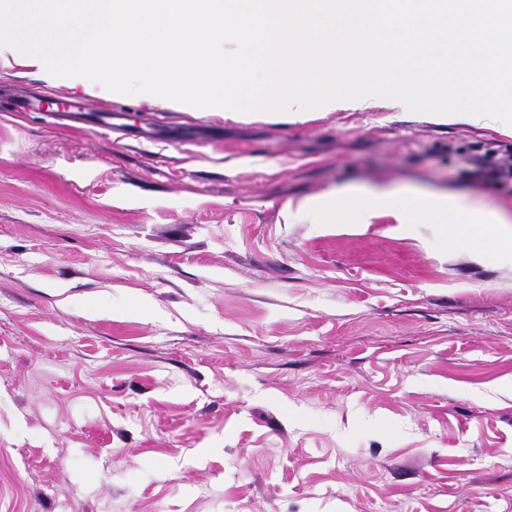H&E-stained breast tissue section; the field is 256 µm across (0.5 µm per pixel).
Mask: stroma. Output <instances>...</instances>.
Returning a JSON list of instances; mask_svg holds the SVG:
<instances>
[{
	"label": "stroma",
	"instance_id": "1",
	"mask_svg": "<svg viewBox=\"0 0 512 512\" xmlns=\"http://www.w3.org/2000/svg\"><path fill=\"white\" fill-rule=\"evenodd\" d=\"M0 512H512V247L307 199L512 221V126L376 98L302 118L83 92L0 54ZM481 167V172L488 179L502 180L512 179V156L498 157L488 154L478 164ZM353 205L359 212L369 214L378 209L399 207L410 215L433 221L434 224H448L454 242L483 253L496 252L506 243L511 245V234L505 236L501 229L495 235H487L482 229L490 222L483 209L477 208L465 198L449 194H429L396 198L386 193L365 194L348 190L342 195H329L308 200L301 208L315 224H328L336 214L339 203ZM448 216L453 220L448 222ZM447 218L446 222L442 219Z\"/></svg>",
	"mask_w": 512,
	"mask_h": 512
}]
</instances>
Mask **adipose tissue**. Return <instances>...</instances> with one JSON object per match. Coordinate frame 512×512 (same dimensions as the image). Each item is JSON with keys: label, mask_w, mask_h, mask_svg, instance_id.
Instances as JSON below:
<instances>
[{"label": "adipose tissue", "mask_w": 512, "mask_h": 512, "mask_svg": "<svg viewBox=\"0 0 512 512\" xmlns=\"http://www.w3.org/2000/svg\"><path fill=\"white\" fill-rule=\"evenodd\" d=\"M349 203L359 212L367 214L378 209L399 207L410 215L433 223L448 221L453 241L462 242L483 253L500 250L511 238L504 233L485 234L488 218L483 209L465 198L449 194L409 196L403 199L386 193L365 194L350 190L341 195H330L308 200L302 211L313 223L325 224L335 215L340 203Z\"/></svg>", "instance_id": "adipose-tissue-1"}]
</instances>
